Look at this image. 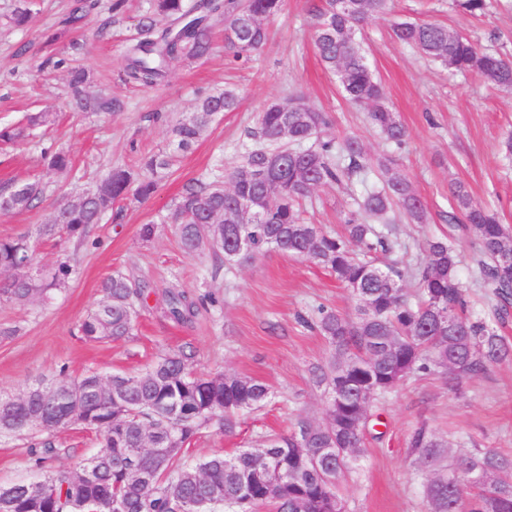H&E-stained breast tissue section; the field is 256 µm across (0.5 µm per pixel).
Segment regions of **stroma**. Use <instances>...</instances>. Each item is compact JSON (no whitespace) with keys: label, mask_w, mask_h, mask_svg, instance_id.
<instances>
[{"label":"stroma","mask_w":512,"mask_h":512,"mask_svg":"<svg viewBox=\"0 0 512 512\" xmlns=\"http://www.w3.org/2000/svg\"><path fill=\"white\" fill-rule=\"evenodd\" d=\"M16 2L0 0V127L21 123L29 112H52L56 121L26 142L0 149V189L34 181L44 187L33 208L0 214V239L25 238L36 268L66 261L73 271L65 289L27 305L0 298V394H18L62 371L72 377L89 371L136 376L175 351L188 355L198 372L249 375L271 391L263 407L240 415L234 433L203 428L189 447L191 458L256 448L264 435L288 433L299 419H324L326 394L314 383L312 370L329 360L331 348L297 316L319 304L353 314L351 293L324 269L282 253L233 268L208 253L187 255L161 222L185 185L240 161L252 145L247 132L265 105L286 94H300L308 106L331 113L332 135L359 137L369 157L394 152L430 212L428 223L395 226L400 250L410 261H419L427 237L444 227L449 182H463L474 201L497 209L512 225V158L501 150L512 133V92L448 70L397 42L391 32L397 21L437 22L512 56V0H491V8L476 17L456 11L453 0H392L387 14L364 23L362 50L408 130L405 145L396 151L368 124L366 108L343 98L335 75L319 61L308 0H284L269 24L268 41L247 63L229 64L219 39L207 58L172 61L168 80L152 88L130 84L124 74L125 53L147 0H121L117 10L114 0H95L82 27L66 32L61 22L80 0H32L33 18L21 28L7 23ZM53 30L61 36L50 45L46 36ZM71 65L84 67L98 90L121 100L122 111H71L66 98ZM227 86L239 92L238 109L216 119L190 152L177 155L152 197L127 198L122 220L96 225L85 245L63 232L41 235V226L60 207L110 168H134L146 156L171 152L175 122L193 112L199 96ZM58 146L72 153L70 172L52 170L43 156ZM315 197L306 218L330 229L354 204L334 185L319 188ZM148 223L157 231L145 241L139 230ZM116 271L147 289L137 327L120 339L85 341L78 325L100 302L103 279ZM169 290L202 299L192 323L178 325L166 317ZM373 413L376 435L339 483L347 512H426L430 470L408 446L412 430L423 424L441 438L447 464L475 449L512 453V357L468 380L459 395L438 377H410L380 398ZM45 438L57 450L48 463L53 470L74 468L97 447L94 430L79 424L51 433L0 434V484L39 477L30 449Z\"/></svg>","instance_id":"35a3bbf8"}]
</instances>
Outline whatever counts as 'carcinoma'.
I'll list each match as a JSON object with an SVG mask.
<instances>
[{
    "label": "carcinoma",
    "instance_id": "carcinoma-1",
    "mask_svg": "<svg viewBox=\"0 0 512 512\" xmlns=\"http://www.w3.org/2000/svg\"><path fill=\"white\" fill-rule=\"evenodd\" d=\"M284 0H149L139 21L141 38L125 56L126 79L144 87L163 83L169 64L179 58L203 59L213 49V30L224 28V45L233 60L248 59L268 39V22ZM350 11L338 0L312 4L316 53L338 81L343 96L369 107L368 120L386 143L399 149L407 130L386 102L357 38L359 25L383 14L388 0H352ZM456 8L482 15L488 0H454ZM167 25L158 27L159 20ZM396 40L421 55L460 73H474L496 87L512 90V57L488 52L478 42L429 21H401L392 27ZM73 107L81 112H119L122 103L92 89L88 73L68 71ZM239 96L233 89L199 97L194 111L172 128L175 151L193 149L214 117L233 112ZM52 122V114H29L25 123L0 128V141L16 142L29 129ZM331 116L307 106L290 94L270 101L250 136L251 150L224 176L187 184L163 223L172 227L189 255L206 252L230 265L278 251L327 269L350 290L357 315L349 317L319 306L312 323L334 348L335 360L315 369V383L326 386L325 419L297 422L288 435H272L257 449L226 456L215 453L196 462L184 459L187 448L210 424L235 431L240 412L260 407L269 388L262 381L238 374L194 373L179 352L156 360L143 375L90 372L71 378L60 372L50 384L30 387L17 396L0 397V433L35 426L54 431L90 421L99 432V448L71 471L47 472L35 481L0 485V512H87L98 502L102 512H322L332 499L346 509L336 478L350 470L364 453V437L374 401L417 374L441 377L456 391L465 379L483 374L489 365L512 356V343L486 321L467 312L466 286L461 281L456 236L470 241L476 256V281L496 300L492 316L505 319L512 299V226L494 210L476 203L460 181L448 184V232L427 241L422 262L411 272L416 301L408 299L403 282L408 264L394 260L380 265L373 258L394 246L392 224L402 215L414 224L428 222V211L412 182L386 155L372 160L357 137L327 134ZM170 154H153L140 169H112L90 191L68 203L42 234L58 229L80 241L107 214L122 217L129 191L139 199L157 188L154 176L172 164ZM48 166L60 173L71 169L64 150L49 153ZM357 183L360 196L343 219L342 230L331 233L304 217L303 202L323 186ZM44 192L28 182L0 192V212L33 207ZM264 202L257 215L245 209ZM241 239L246 254L233 256ZM29 246L22 239L0 240V274L11 277L0 296L26 304L50 289L65 286L71 266L62 262L39 276L19 274ZM102 299L79 325L89 341L131 334L138 308L145 302L139 280L115 273L102 283ZM203 300L184 292L167 294L166 316L184 324L192 321ZM69 395L60 419L51 412L55 394ZM163 441L168 451L157 458L144 451ZM409 448L433 468L425 484L428 512H512V455L493 450L468 453L439 465L443 444L426 427L416 428ZM491 474L493 482L473 483L470 491L453 483L455 473Z\"/></svg>",
    "mask_w": 512,
    "mask_h": 512
}]
</instances>
